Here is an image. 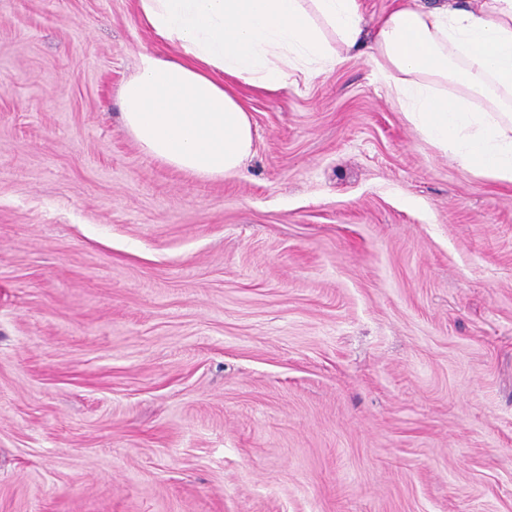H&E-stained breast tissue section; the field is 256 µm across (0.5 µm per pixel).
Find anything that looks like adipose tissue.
<instances>
[{
	"label": "adipose tissue",
	"mask_w": 512,
	"mask_h": 512,
	"mask_svg": "<svg viewBox=\"0 0 512 512\" xmlns=\"http://www.w3.org/2000/svg\"><path fill=\"white\" fill-rule=\"evenodd\" d=\"M178 57L142 54L119 89L149 156L194 176L236 175L253 148L238 88L278 91L368 46L388 95L465 168L512 183V0H405L364 32L359 0H137Z\"/></svg>",
	"instance_id": "obj_1"
}]
</instances>
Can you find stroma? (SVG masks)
<instances>
[{
	"mask_svg": "<svg viewBox=\"0 0 512 512\" xmlns=\"http://www.w3.org/2000/svg\"><path fill=\"white\" fill-rule=\"evenodd\" d=\"M136 0H0V512H512V184L367 47L145 154Z\"/></svg>",
	"mask_w": 512,
	"mask_h": 512,
	"instance_id": "stroma-1",
	"label": "stroma"
}]
</instances>
